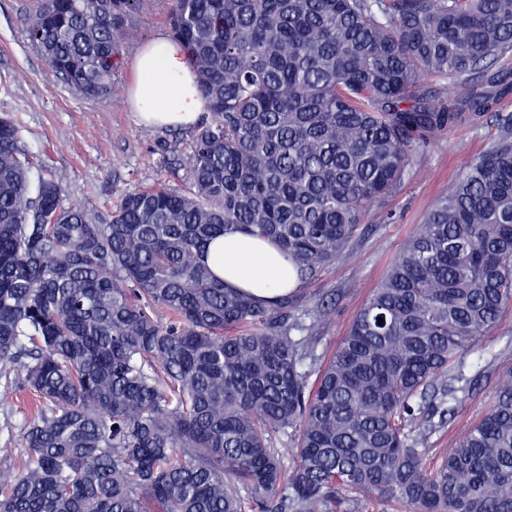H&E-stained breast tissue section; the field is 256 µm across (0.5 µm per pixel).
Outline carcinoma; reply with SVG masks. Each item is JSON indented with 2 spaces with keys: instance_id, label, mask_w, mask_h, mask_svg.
Returning <instances> with one entry per match:
<instances>
[{
  "instance_id": "cac0c4a2",
  "label": "carcinoma",
  "mask_w": 512,
  "mask_h": 512,
  "mask_svg": "<svg viewBox=\"0 0 512 512\" xmlns=\"http://www.w3.org/2000/svg\"><path fill=\"white\" fill-rule=\"evenodd\" d=\"M141 2L33 0L25 36L106 99ZM168 22L209 114L185 188L95 216L0 118V375L40 398L0 512H512V371L454 448H428L512 307V0H171ZM490 113L492 146L332 353L333 295L258 299L204 262L244 233L316 282L420 145Z\"/></svg>"
}]
</instances>
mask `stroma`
Segmentation results:
<instances>
[{
  "instance_id": "1",
  "label": "stroma",
  "mask_w": 512,
  "mask_h": 512,
  "mask_svg": "<svg viewBox=\"0 0 512 512\" xmlns=\"http://www.w3.org/2000/svg\"><path fill=\"white\" fill-rule=\"evenodd\" d=\"M30 0H0V117L14 120L27 150L68 177L71 198L87 210L110 212L119 194L136 185L166 180L158 146L188 138L185 129L148 126L130 101L131 63L139 49L167 32V0H143L134 17L135 37L121 49L116 92L89 100L57 81L28 44L24 14ZM498 135L494 117L447 130L416 155L395 195L373 206L364 229L320 277L304 286L305 303L335 294L336 315L318 329L321 349L336 346L357 310L466 159L484 153ZM489 367L487 380L462 397L454 417L435 433L436 448L453 447L462 430L494 403L500 371L512 368V314L489 331L465 358L466 376Z\"/></svg>"
}]
</instances>
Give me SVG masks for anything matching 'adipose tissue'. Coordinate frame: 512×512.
<instances>
[{
	"mask_svg": "<svg viewBox=\"0 0 512 512\" xmlns=\"http://www.w3.org/2000/svg\"><path fill=\"white\" fill-rule=\"evenodd\" d=\"M133 69L136 80L131 97L142 120L180 128L197 124L204 104L180 43L159 35L136 55ZM207 262L216 277L262 299L286 293L295 284L283 254L242 234L214 240Z\"/></svg>",
	"mask_w": 512,
	"mask_h": 512,
	"instance_id": "obj_1",
	"label": "adipose tissue"
}]
</instances>
